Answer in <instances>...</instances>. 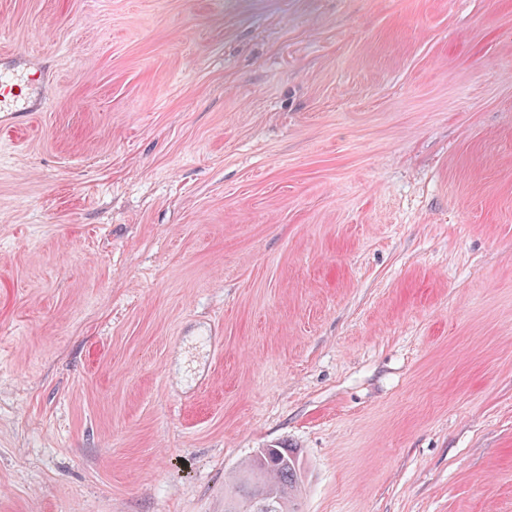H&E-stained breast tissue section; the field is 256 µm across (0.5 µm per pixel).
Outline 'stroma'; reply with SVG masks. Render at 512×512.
Here are the masks:
<instances>
[{"instance_id": "obj_1", "label": "stroma", "mask_w": 512, "mask_h": 512, "mask_svg": "<svg viewBox=\"0 0 512 512\" xmlns=\"http://www.w3.org/2000/svg\"><path fill=\"white\" fill-rule=\"evenodd\" d=\"M0 512H512V0H0ZM20 63H0V126L1 129H17L19 114L28 109L23 91L31 85L32 78L27 70L19 69ZM300 485V461L292 448H262L225 494L224 512H299Z\"/></svg>"}]
</instances>
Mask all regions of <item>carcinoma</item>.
Wrapping results in <instances>:
<instances>
[{"label": "carcinoma", "mask_w": 512, "mask_h": 512, "mask_svg": "<svg viewBox=\"0 0 512 512\" xmlns=\"http://www.w3.org/2000/svg\"><path fill=\"white\" fill-rule=\"evenodd\" d=\"M300 485L298 454L291 448H264L225 494L224 512H299Z\"/></svg>", "instance_id": "obj_1"}]
</instances>
